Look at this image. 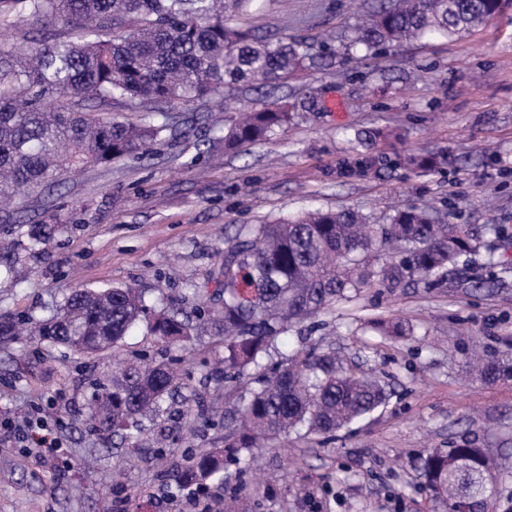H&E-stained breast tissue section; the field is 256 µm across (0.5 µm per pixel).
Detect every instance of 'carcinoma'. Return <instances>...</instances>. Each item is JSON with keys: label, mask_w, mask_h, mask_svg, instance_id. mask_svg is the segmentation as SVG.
Returning a JSON list of instances; mask_svg holds the SVG:
<instances>
[{"label": "carcinoma", "mask_w": 512, "mask_h": 512, "mask_svg": "<svg viewBox=\"0 0 512 512\" xmlns=\"http://www.w3.org/2000/svg\"><path fill=\"white\" fill-rule=\"evenodd\" d=\"M260 0H0V29L20 22L63 20L68 40L28 32L25 58L0 44V194L34 187L83 167L107 165L144 152L168 130L157 102L225 101L224 90L264 86L317 64L303 39H273L232 23ZM506 0H379L349 46L366 56L426 36L467 33L500 13ZM136 103L149 115L135 124L103 117L98 107ZM291 119L272 102L231 120L224 149L269 139ZM387 136L358 131L353 149L359 172L401 166L432 172L448 154L426 151L391 160L369 152ZM33 226L26 251L45 240ZM487 249L483 236L450 224L426 207L396 210L385 224L355 210H312L268 224H245L224 237V254L211 275L219 291L195 318L150 308L138 289L112 286L72 292L54 313L35 322L34 339L64 344L84 355L117 351L130 329L146 320L153 335L180 348L203 332L220 336L224 357V442L188 461L189 482L219 478L244 448H259L306 430L329 435L384 408L381 380L354 372L336 351L299 344L284 351L295 323L350 301L362 289L397 288L419 279L441 286L462 257ZM472 280L507 289L495 273ZM382 336H410L402 320H374ZM488 382L512 378V362L491 358L478 369ZM179 384L174 359L130 363L112 384L90 382V427L135 444L141 419L159 411ZM495 469L481 448L435 449L421 465L423 487L443 512H481L483 486Z\"/></svg>", "instance_id": "1"}]
</instances>
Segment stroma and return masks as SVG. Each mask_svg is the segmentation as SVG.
<instances>
[{"label": "stroma", "mask_w": 512, "mask_h": 512, "mask_svg": "<svg viewBox=\"0 0 512 512\" xmlns=\"http://www.w3.org/2000/svg\"><path fill=\"white\" fill-rule=\"evenodd\" d=\"M373 0H265L241 18L262 35L302 37L319 48L343 35ZM272 101L306 109L270 140L224 150L223 112L212 105H166L170 129L143 154L60 176L0 205V240L29 225L52 233L39 253L0 254V432L32 417L54 428L58 447L0 445V512H211L235 497L240 512H433L420 459L429 450L471 444L512 461V379L488 384L468 374L472 352L512 355V290L467 291L457 274L365 289L353 301L300 324L311 342L328 341L345 363L386 378L388 405L331 435L293 433L241 453L222 482L177 478L189 456L224 438V398L215 364L219 339L192 349L166 347L139 324L122 357L167 355L185 374L179 400L144 420L141 448L114 446L81 416L87 378H110L112 352L80 355L37 344L23 329L48 317L78 286L131 285L163 307L188 296L222 261L225 235L305 209L354 208L385 223L396 207L432 203L441 217L482 231L512 226V6L481 27L390 48L372 59L334 43L326 65L259 91L242 86L228 104L257 109ZM389 130L373 152H448L444 169L403 168L346 175L354 133ZM401 319L405 340L368 331V319ZM203 395L205 421L186 430L176 413L190 392ZM168 428L164 447L149 442Z\"/></svg>", "instance_id": "35a3bbf8"}]
</instances>
